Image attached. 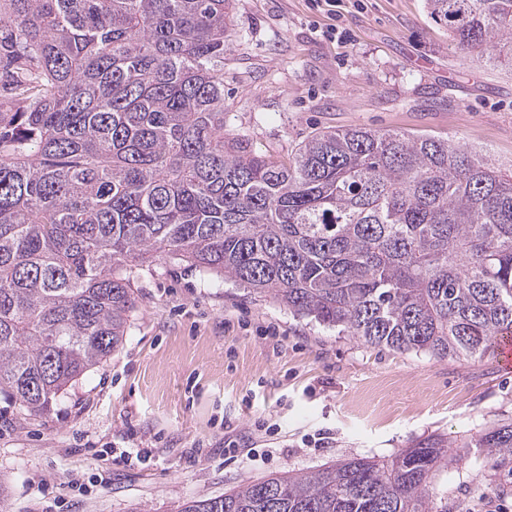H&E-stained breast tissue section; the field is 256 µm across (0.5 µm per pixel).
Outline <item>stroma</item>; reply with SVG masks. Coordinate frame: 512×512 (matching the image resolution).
Here are the masks:
<instances>
[{
	"label": "stroma",
	"instance_id": "1",
	"mask_svg": "<svg viewBox=\"0 0 512 512\" xmlns=\"http://www.w3.org/2000/svg\"><path fill=\"white\" fill-rule=\"evenodd\" d=\"M233 0L224 130L287 160L349 127L451 138L512 167V66L456 53L426 0ZM119 348L31 413L0 394V512H176L246 480L447 438L451 512H512L470 446L512 422L496 358L364 345L167 257L131 271Z\"/></svg>",
	"mask_w": 512,
	"mask_h": 512
}]
</instances>
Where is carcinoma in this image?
I'll list each match as a JSON object with an SVG mask.
<instances>
[{"label":"carcinoma","instance_id":"cac0c4a2","mask_svg":"<svg viewBox=\"0 0 512 512\" xmlns=\"http://www.w3.org/2000/svg\"><path fill=\"white\" fill-rule=\"evenodd\" d=\"M456 51L512 0H426ZM231 0H0V392L37 413L122 343L130 263L187 262L368 346L494 354L512 331V174L451 139L321 131L282 164L224 133ZM512 476V423L471 444ZM458 459L248 480L179 512H448Z\"/></svg>","mask_w":512,"mask_h":512}]
</instances>
